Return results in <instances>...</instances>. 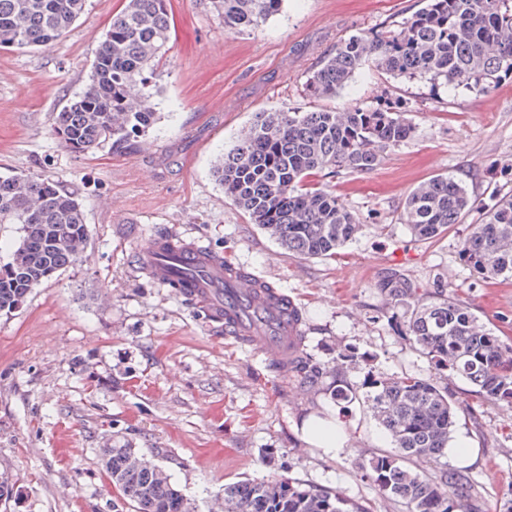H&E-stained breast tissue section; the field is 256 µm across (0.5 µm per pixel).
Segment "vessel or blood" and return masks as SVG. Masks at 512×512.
<instances>
[{
  "instance_id": "1",
  "label": "vessel or blood",
  "mask_w": 512,
  "mask_h": 512,
  "mask_svg": "<svg viewBox=\"0 0 512 512\" xmlns=\"http://www.w3.org/2000/svg\"><path fill=\"white\" fill-rule=\"evenodd\" d=\"M133 266L150 282L172 288L229 344L253 349L270 370L288 374L289 357L304 344L300 309L267 277L173 231L151 237Z\"/></svg>"
}]
</instances>
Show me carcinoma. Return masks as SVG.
I'll list each match as a JSON object with an SVG mask.
<instances>
[{"label":"carcinoma","instance_id":"cac0c4a2","mask_svg":"<svg viewBox=\"0 0 512 512\" xmlns=\"http://www.w3.org/2000/svg\"><path fill=\"white\" fill-rule=\"evenodd\" d=\"M169 0H126L112 16L90 67L86 88L56 113L52 134L68 151L93 152L147 133L160 119V63L169 52ZM284 0H207L224 30L258 28ZM398 24L340 41L311 70L307 93L330 98L365 62L392 77L492 90L512 73V0H425ZM87 0H0V49L57 41L84 13ZM412 127L391 106L337 112H258L237 142L213 165L224 195L288 253L333 256L363 225L319 184L342 171L367 172L382 153L408 139ZM482 220L468 225L459 253L482 280L512 278V191L493 193ZM473 210L467 187L438 175L407 197L401 220L419 240L436 238ZM0 224L21 225L11 259L0 265V312L22 305L39 284L84 255L87 225L81 200L56 181L0 177ZM393 305L409 304L401 334L432 369L477 388L486 401L512 405V345L495 335L444 283L429 294L396 271L376 283ZM303 386L325 368L300 352L292 362ZM367 411L391 439L392 450L361 462L378 491L406 512H478L471 478L442 459L463 407L433 379L417 375L365 381ZM112 485L134 512H189L188 502L156 460L127 444L101 449ZM224 512H371L363 501L298 478L224 485Z\"/></svg>","mask_w":512,"mask_h":512}]
</instances>
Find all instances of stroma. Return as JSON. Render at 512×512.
<instances>
[{
  "mask_svg": "<svg viewBox=\"0 0 512 512\" xmlns=\"http://www.w3.org/2000/svg\"><path fill=\"white\" fill-rule=\"evenodd\" d=\"M123 0H88L57 42L0 50V176L57 180L78 194L88 226L85 258L0 313V477L16 493L0 512H134L112 487L101 451L129 444L168 469L190 512H213L224 486L290 476L405 512L383 496L359 460L392 443L356 402L335 403L337 381L366 375L433 376L465 407L454 440L470 462L449 457L473 480L483 512L512 492V407L483 400L459 376L432 374L399 336L404 308L375 283L396 270L417 287L453 285L504 342L512 344V279L482 281L459 258L464 225L417 240L402 224L409 192L438 174L462 180L477 208L512 172V75L495 88H431L365 63L336 97L309 96L311 69L336 42L403 21L422 0H285L263 26L228 33L206 0H170L172 39L154 103L160 122L138 149L67 151L51 134L55 112L82 92L112 15ZM397 100L412 125L368 172L328 179L363 230L336 255L302 259L270 239L225 197L212 175L258 112H339ZM197 238L266 275L298 303L304 350L328 375L306 389L265 370L250 348L229 347L170 288L132 267L134 252L165 229ZM355 362L337 370L336 355ZM337 408L346 446L335 456L309 446L299 427Z\"/></svg>",
  "mask_w": 512,
  "mask_h": 512,
  "instance_id": "35a3bbf8",
  "label": "stroma"
}]
</instances>
